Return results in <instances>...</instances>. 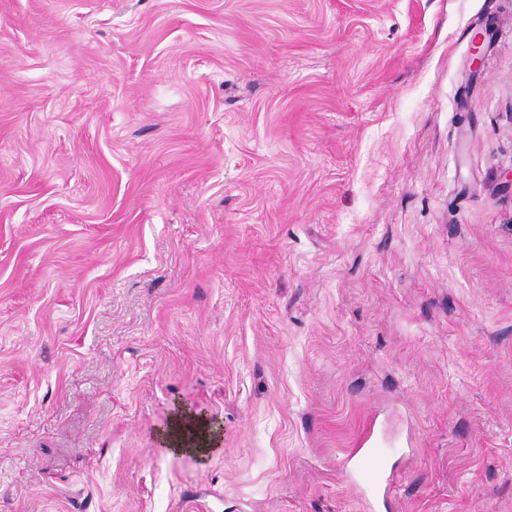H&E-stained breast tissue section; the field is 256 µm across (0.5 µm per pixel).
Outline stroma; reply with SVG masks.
<instances>
[{"label":"stroma","mask_w":512,"mask_h":512,"mask_svg":"<svg viewBox=\"0 0 512 512\" xmlns=\"http://www.w3.org/2000/svg\"><path fill=\"white\" fill-rule=\"evenodd\" d=\"M511 170L512 0H0V512H512ZM370 463V466H366ZM361 477L371 492V497L367 501V511H374L375 502L382 494L386 497L390 493L388 478L385 476L383 454L376 448H366L364 457L360 464Z\"/></svg>","instance_id":"obj_1"}]
</instances>
